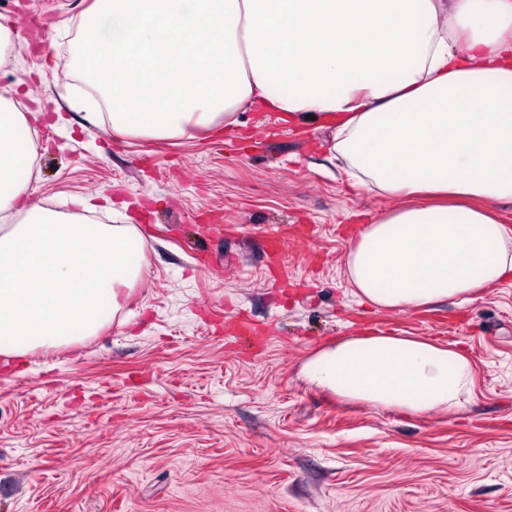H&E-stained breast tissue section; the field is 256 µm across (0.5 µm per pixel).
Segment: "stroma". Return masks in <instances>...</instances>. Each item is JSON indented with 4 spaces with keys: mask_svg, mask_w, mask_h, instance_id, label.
Instances as JSON below:
<instances>
[{
    "mask_svg": "<svg viewBox=\"0 0 512 512\" xmlns=\"http://www.w3.org/2000/svg\"><path fill=\"white\" fill-rule=\"evenodd\" d=\"M92 2L0 0V96L40 115L32 201L104 193L142 273L96 335L0 356V512H512V282L464 306L356 304L347 241L391 202L330 164L332 127L250 109L194 139L88 123L60 35ZM286 225L304 234L268 268L265 230ZM241 310L249 341L224 331ZM397 331L465 350L464 409L344 403L299 376L339 337Z\"/></svg>",
    "mask_w": 512,
    "mask_h": 512,
    "instance_id": "obj_1",
    "label": "stroma"
}]
</instances>
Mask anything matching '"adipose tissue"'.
Here are the masks:
<instances>
[{
  "label": "adipose tissue",
  "mask_w": 512,
  "mask_h": 512,
  "mask_svg": "<svg viewBox=\"0 0 512 512\" xmlns=\"http://www.w3.org/2000/svg\"><path fill=\"white\" fill-rule=\"evenodd\" d=\"M79 26L93 38L70 62L92 93L69 107L106 104L117 135L212 134L247 105L332 124L334 159L395 201L349 243L357 304L408 313L512 280V227L480 206L512 200V0H94ZM27 121L0 97V355L16 358L95 335L142 270L137 229L92 222L87 201L15 221L38 144L10 131ZM301 375L419 416L474 389L462 349L396 333L341 337Z\"/></svg>",
  "instance_id": "1"
}]
</instances>
